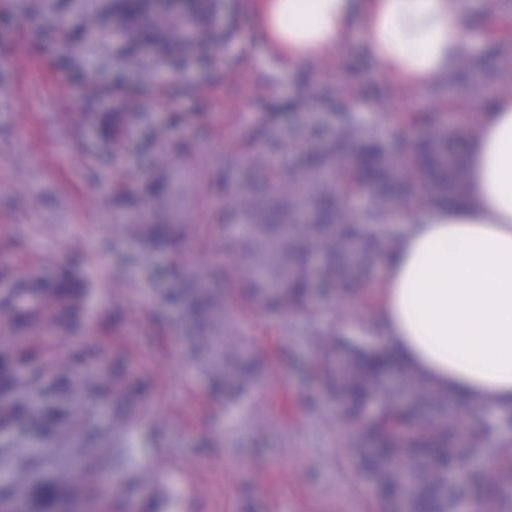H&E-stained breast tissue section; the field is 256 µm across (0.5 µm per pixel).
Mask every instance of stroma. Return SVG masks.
I'll return each mask as SVG.
<instances>
[{
	"label": "stroma",
	"instance_id": "1",
	"mask_svg": "<svg viewBox=\"0 0 512 512\" xmlns=\"http://www.w3.org/2000/svg\"><path fill=\"white\" fill-rule=\"evenodd\" d=\"M258 0H224L208 27L205 64L168 72L156 44L137 58L113 51L107 0H0V349L25 356L41 381L82 407L47 443L13 431L18 457L0 471L25 512L33 466L69 473L65 499L142 512H386L356 468L361 431L322 393L317 333L372 345L379 282L356 300L314 311L254 310L228 325L188 322L169 296L189 278L215 279L239 236L229 199L262 183L288 190L318 134L335 132L342 103L360 125L419 133L417 112H444L468 92L421 94L388 84L350 38L316 66L296 69L258 34ZM397 111L383 113L387 101ZM250 168L252 180L226 179ZM148 208L181 225L178 250L148 252L134 231ZM69 274L68 301L43 296L19 325L21 280ZM226 336L266 357L232 402L213 390L192 336Z\"/></svg>",
	"mask_w": 512,
	"mask_h": 512
}]
</instances>
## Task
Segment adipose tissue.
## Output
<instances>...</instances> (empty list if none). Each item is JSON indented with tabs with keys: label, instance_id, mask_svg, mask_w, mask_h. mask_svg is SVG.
<instances>
[{
	"label": "adipose tissue",
	"instance_id": "obj_1",
	"mask_svg": "<svg viewBox=\"0 0 512 512\" xmlns=\"http://www.w3.org/2000/svg\"><path fill=\"white\" fill-rule=\"evenodd\" d=\"M470 0H265L264 37L302 67L358 33L378 68L425 90L470 51ZM467 200L402 210L378 310L402 362L467 403L512 409V95L480 107Z\"/></svg>",
	"mask_w": 512,
	"mask_h": 512
}]
</instances>
